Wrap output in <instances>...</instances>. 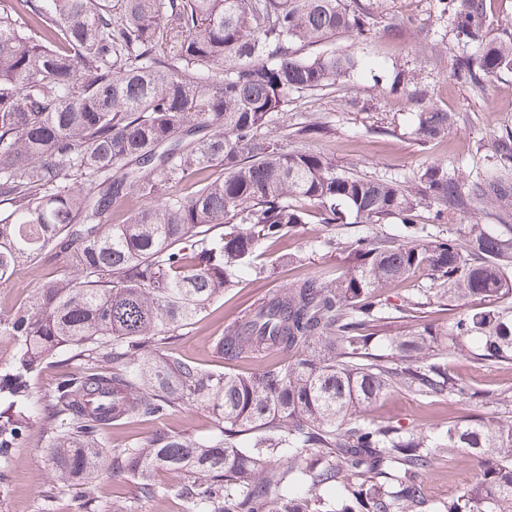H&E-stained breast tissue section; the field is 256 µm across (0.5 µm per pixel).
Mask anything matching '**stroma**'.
I'll list each match as a JSON object with an SVG mask.
<instances>
[{
  "instance_id": "1",
  "label": "stroma",
  "mask_w": 512,
  "mask_h": 512,
  "mask_svg": "<svg viewBox=\"0 0 512 512\" xmlns=\"http://www.w3.org/2000/svg\"><path fill=\"white\" fill-rule=\"evenodd\" d=\"M380 10L400 18L403 26L398 35H388L379 28L360 42L340 35L303 49L306 57L348 50L362 60L363 67L327 91L304 93L289 102L271 126V135L281 137L287 149L321 152L339 168L381 179L410 182L422 168L434 163L469 180L493 172L497 162L486 143L502 129L512 128V72L491 77L485 96H477L451 77L450 58L462 51L475 55L479 49L456 39L448 19L439 13L437 0H382ZM399 72L414 77L415 95L391 91L392 78ZM426 106L456 116L447 133L430 142L417 140L413 133L415 114ZM309 122L319 123L323 134L302 142L289 138L290 125ZM349 234L342 225L296 226L265 253L266 273L259 277L243 275L237 288L225 292L184 330L171 344V351L207 370L243 374L256 371L260 360L228 362L219 357L213 350L214 339L244 308L262 302L295 278L335 274L341 255L318 248L315 242L327 235L344 241ZM286 253L300 255L301 266L278 264V256ZM59 267V261L44 259L21 268L7 287L0 288V310L24 303L38 283L55 275ZM386 297L393 304L408 298L422 300L426 321L445 329L451 328L456 316L424 272L387 290ZM451 370L471 388L484 392L485 400L476 403L458 396L426 400L407 392H393L370 407L368 418L438 434L453 418L497 417L494 396L512 389V369L481 366L463 355L452 362ZM158 428L205 435L211 428V418L203 411L178 412L159 422H137L110 431L104 443L110 447L142 440ZM47 446L41 420H31L7 460L6 480L0 485V512H72L69 494L52 488ZM480 474L476 462L462 459L451 463L439 458L425 477L426 495L435 504L447 501ZM94 487L103 512H110L117 500L128 504L131 512H187L186 503L176 494L139 499L131 484L113 480L106 473L95 479ZM48 490L54 493L49 509L43 501Z\"/></svg>"
}]
</instances>
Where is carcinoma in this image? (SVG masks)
I'll return each mask as SVG.
<instances>
[{"instance_id": "cac0c4a2", "label": "carcinoma", "mask_w": 512, "mask_h": 512, "mask_svg": "<svg viewBox=\"0 0 512 512\" xmlns=\"http://www.w3.org/2000/svg\"><path fill=\"white\" fill-rule=\"evenodd\" d=\"M438 2L480 47L453 56L456 79L481 93L512 71V34L486 39L492 0ZM22 13L34 30L16 25ZM374 26L363 0H0V286L23 264L63 263L0 314V462L38 415L73 512H101L103 471L140 498L164 496L158 469L188 512H433L423 475L466 448L482 474L438 512H512V416L451 420L436 436L365 417L398 390L481 398L448 369L459 351L512 365V308L494 304L512 295V238L420 222L423 211L434 224L488 204L507 212L512 130L492 143V174L465 182L433 164L410 185L260 135L295 96L360 66L347 51L301 48ZM454 122L429 107L414 134L435 140ZM191 174L194 189L174 192ZM133 197L144 205L109 223ZM312 216L364 229L345 246L347 269L294 281L216 339L223 358L262 359L260 371L206 370L164 350L243 273H266L263 248ZM390 223L398 233L377 228ZM422 268L462 306L449 333L420 322V301L381 298ZM396 318L394 353H375L377 328ZM59 352L78 369L37 407L31 379ZM193 409L211 415L206 438L163 430L104 447L114 427Z\"/></svg>"}]
</instances>
